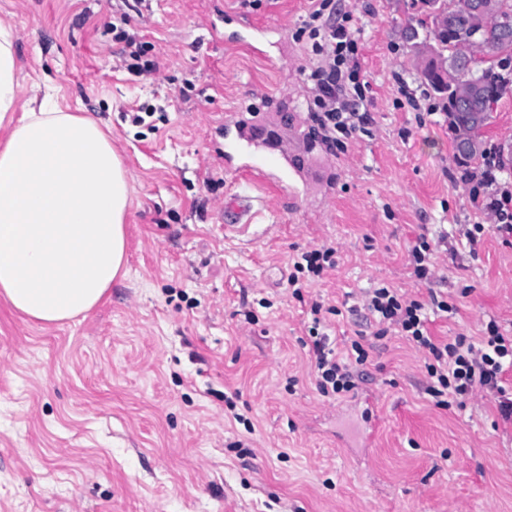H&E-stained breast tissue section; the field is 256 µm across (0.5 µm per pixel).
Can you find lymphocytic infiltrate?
Wrapping results in <instances>:
<instances>
[{
	"label": "lymphocytic infiltrate",
	"instance_id": "obj_1",
	"mask_svg": "<svg viewBox=\"0 0 512 512\" xmlns=\"http://www.w3.org/2000/svg\"><path fill=\"white\" fill-rule=\"evenodd\" d=\"M302 42L306 63L300 72L312 91L309 110L314 128L331 153H343L349 144L365 132L367 113L365 83L360 62V44L351 12L337 13L335 0H314L307 20L296 31ZM487 168L475 188L480 208L493 217L497 231L512 234V190L494 188L490 169L500 164L496 150L484 154ZM337 249L330 244L303 252L294 262L288 284L295 297L324 272L335 268ZM367 318L372 319L377 336L395 334L405 337L425 355L428 375L426 392L436 406L448 400L465 401L476 391H486L499 399L503 420L512 421V394L505 387L504 376L512 371V336L503 335L496 322H488L479 342L464 336L434 339L428 330V314L446 312L450 306L437 294L421 300L387 284L369 289L362 299ZM308 354L316 374V387L326 398L353 393L360 380V366L369 354L360 341H352L347 357H339L336 344L324 331L326 310L315 302L310 307Z\"/></svg>",
	"mask_w": 512,
	"mask_h": 512
}]
</instances>
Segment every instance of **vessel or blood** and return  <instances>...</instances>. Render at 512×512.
I'll use <instances>...</instances> for the list:
<instances>
[{
	"label": "vessel or blood",
	"mask_w": 512,
	"mask_h": 512,
	"mask_svg": "<svg viewBox=\"0 0 512 512\" xmlns=\"http://www.w3.org/2000/svg\"><path fill=\"white\" fill-rule=\"evenodd\" d=\"M224 137L230 151L248 156L239 172L251 181L277 184L284 196L295 193V178L306 177L311 165L302 147V135L288 117L266 124L237 112L224 120ZM258 211L255 199L247 193L235 192L224 201L220 222L228 233H247Z\"/></svg>",
	"instance_id": "1"
}]
</instances>
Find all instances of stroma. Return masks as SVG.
<instances>
[{"label":"stroma","mask_w":512,"mask_h":512,"mask_svg":"<svg viewBox=\"0 0 512 512\" xmlns=\"http://www.w3.org/2000/svg\"><path fill=\"white\" fill-rule=\"evenodd\" d=\"M352 11L368 81V131L347 152L319 149L298 197L259 183L247 234L217 217L237 190L220 156V120L241 109L268 123L285 100L310 129L311 91L293 39L311 0H0L20 68L21 98L48 76L66 112L96 120L129 171L125 277L85 315L26 318L0 299V512H512V422L495 395L435 406L422 352L376 338L355 313L377 282L421 299L447 297L432 336H512V243L469 199L444 112L400 38L415 0H336ZM272 26L285 60L271 65L224 36V14ZM155 62L135 73L112 25ZM485 146L512 145V67ZM482 225L476 243L465 233ZM447 232L430 282L407 252ZM324 243L339 258L294 297L297 256ZM337 307L326 331L363 338L358 393L381 426L363 448L365 411L324 399L302 341L313 302Z\"/></svg>","instance_id":"stroma-1"}]
</instances>
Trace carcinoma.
Instances as JSON below:
<instances>
[{
  "instance_id": "obj_1",
  "label": "carcinoma",
  "mask_w": 512,
  "mask_h": 512,
  "mask_svg": "<svg viewBox=\"0 0 512 512\" xmlns=\"http://www.w3.org/2000/svg\"><path fill=\"white\" fill-rule=\"evenodd\" d=\"M448 10V22L440 23L432 9V0H420L424 5L417 24L402 30L405 41L417 47H429V56L420 70V79L442 100L448 114V128L467 123L470 112L482 113L480 125L473 128L471 139L475 148L467 155L453 149V159L459 166L476 165L482 159V133L488 126L493 105L502 95L500 81L491 69L473 68L465 72L466 63L457 47L467 41L479 44L488 63L495 64L512 58V4L498 0L497 13L490 18L469 5L470 0H453Z\"/></svg>"
}]
</instances>
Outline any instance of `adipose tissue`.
Returning a JSON list of instances; mask_svg holds the SVG:
<instances>
[{
  "label": "adipose tissue",
  "instance_id": "1",
  "mask_svg": "<svg viewBox=\"0 0 512 512\" xmlns=\"http://www.w3.org/2000/svg\"><path fill=\"white\" fill-rule=\"evenodd\" d=\"M0 26V298L46 324L90 311L122 272L128 171L90 118L52 94L19 99Z\"/></svg>",
  "mask_w": 512,
  "mask_h": 512
}]
</instances>
